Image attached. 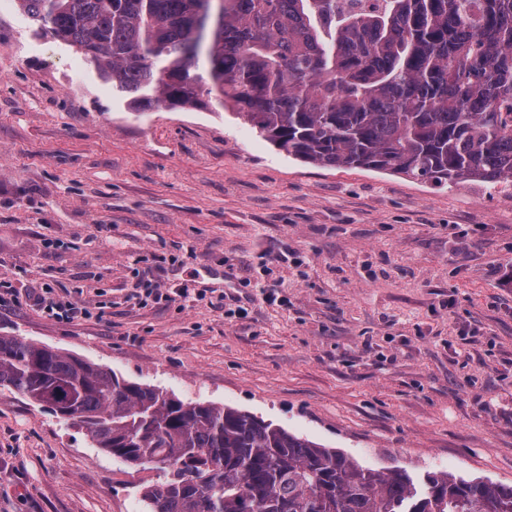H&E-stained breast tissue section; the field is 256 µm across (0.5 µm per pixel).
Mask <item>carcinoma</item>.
Segmentation results:
<instances>
[{
    "label": "carcinoma",
    "instance_id": "carcinoma-1",
    "mask_svg": "<svg viewBox=\"0 0 512 512\" xmlns=\"http://www.w3.org/2000/svg\"><path fill=\"white\" fill-rule=\"evenodd\" d=\"M128 105L230 107L288 156L512 180V0H18ZM0 386L165 481L145 512H512V486L367 468L247 412L0 335Z\"/></svg>",
    "mask_w": 512,
    "mask_h": 512
}]
</instances>
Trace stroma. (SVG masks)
Returning <instances> with one entry per match:
<instances>
[{
	"mask_svg": "<svg viewBox=\"0 0 512 512\" xmlns=\"http://www.w3.org/2000/svg\"><path fill=\"white\" fill-rule=\"evenodd\" d=\"M146 280L196 295L141 305ZM0 284V334L366 467L512 485V181L322 168L230 108L132 110L18 0H0ZM48 287L88 317L44 311ZM163 479L0 386V512H144Z\"/></svg>",
	"mask_w": 512,
	"mask_h": 512,
	"instance_id": "obj_1",
	"label": "stroma"
}]
</instances>
